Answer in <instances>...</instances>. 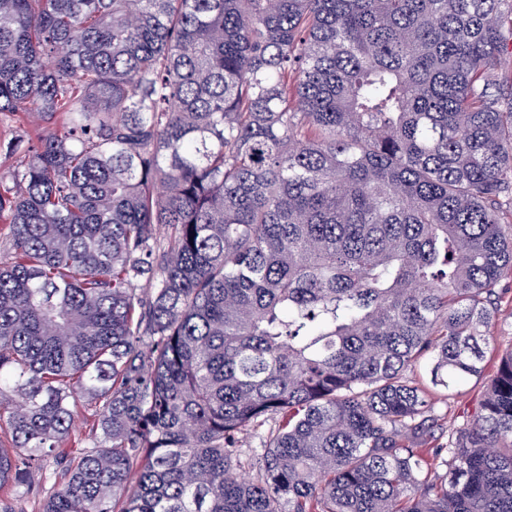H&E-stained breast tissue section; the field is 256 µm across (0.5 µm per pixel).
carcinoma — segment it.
<instances>
[{"instance_id":"1","label":"carcinoma","mask_w":512,"mask_h":512,"mask_svg":"<svg viewBox=\"0 0 512 512\" xmlns=\"http://www.w3.org/2000/svg\"><path fill=\"white\" fill-rule=\"evenodd\" d=\"M510 47L512 0H0V118L61 119L0 138V488L512 512V351L434 411L512 274ZM504 288H511L508 293L502 294L499 310L490 326V335L493 336L495 352L487 354V370L483 377L469 378L451 390L448 400L438 393V402L435 413L440 418L445 436L438 442L444 443L448 439V430L455 429L470 419L479 409L484 398L488 380L495 370L498 357L512 349V277L507 275L502 281Z\"/></svg>"}]
</instances>
